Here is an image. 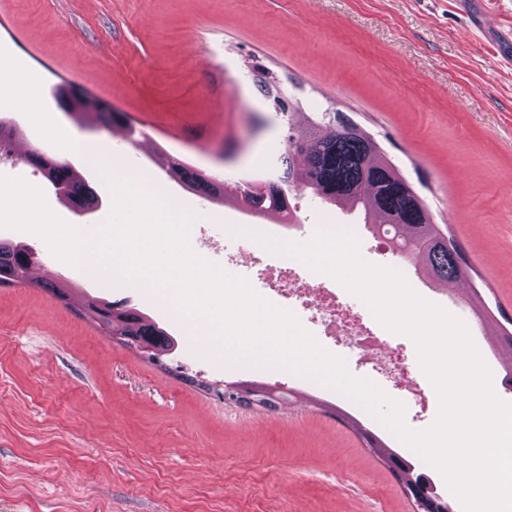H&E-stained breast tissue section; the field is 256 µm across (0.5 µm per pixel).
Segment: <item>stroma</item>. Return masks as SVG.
<instances>
[{
	"label": "stroma",
	"instance_id": "obj_1",
	"mask_svg": "<svg viewBox=\"0 0 512 512\" xmlns=\"http://www.w3.org/2000/svg\"><path fill=\"white\" fill-rule=\"evenodd\" d=\"M510 29L512 0H0V45L41 79L50 114L184 209L192 250L218 241L204 260L258 291L254 260L268 240L346 228L365 261L400 270L466 323L496 395L512 403L493 328L473 317L466 292L430 287L381 236L311 196H299L294 219L255 218L235 197L203 199L153 160L163 146L228 189L243 177L276 178L288 125L256 85V71H267L298 111L352 113L383 142L448 225L490 306L512 318ZM64 80L143 125L147 142L64 112L51 95ZM0 117L23 131L0 174L41 188L68 223L101 229L111 194L99 168L52 148L21 112L0 108ZM33 149L70 162L96 204L80 212L56 196L22 159ZM0 239L39 257L31 283L0 287V512H417L362 428L446 490L436 469L322 377L216 355L146 289L82 275L33 234L0 228ZM91 297L125 302L174 349L153 356L104 330L84 311ZM377 334L405 348L410 381L429 397L425 411L407 405L405 421L427 428L439 401L414 342ZM228 384L274 387L283 398L274 410L246 407L225 400Z\"/></svg>",
	"mask_w": 512,
	"mask_h": 512
}]
</instances>
